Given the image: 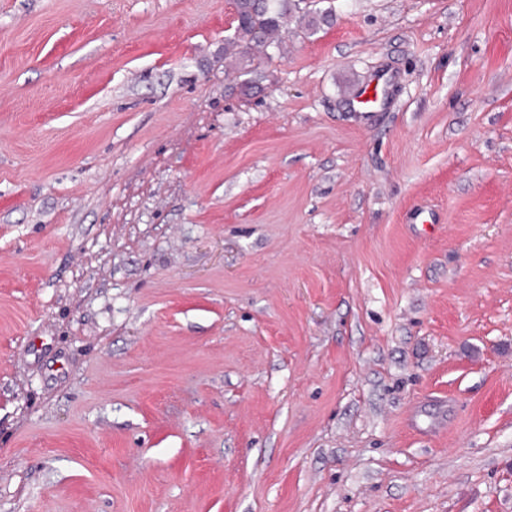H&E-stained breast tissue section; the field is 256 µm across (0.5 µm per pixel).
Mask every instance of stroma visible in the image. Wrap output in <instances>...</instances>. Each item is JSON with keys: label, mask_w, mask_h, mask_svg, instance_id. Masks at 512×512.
I'll return each mask as SVG.
<instances>
[{"label": "stroma", "mask_w": 512, "mask_h": 512, "mask_svg": "<svg viewBox=\"0 0 512 512\" xmlns=\"http://www.w3.org/2000/svg\"><path fill=\"white\" fill-rule=\"evenodd\" d=\"M302 8L0 0V512H512V0ZM238 17L233 38L224 40V74L240 79L243 89L256 84L261 72L245 64L256 47L279 46L288 30V21L300 9L297 0H234Z\"/></svg>", "instance_id": "obj_1"}]
</instances>
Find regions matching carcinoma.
<instances>
[{"label": "carcinoma", "mask_w": 512, "mask_h": 512, "mask_svg": "<svg viewBox=\"0 0 512 512\" xmlns=\"http://www.w3.org/2000/svg\"><path fill=\"white\" fill-rule=\"evenodd\" d=\"M233 5L238 21L234 37L224 40V74L248 89L259 81L261 72L244 60L257 47L282 43L299 4L298 0H233Z\"/></svg>", "instance_id": "obj_1"}]
</instances>
